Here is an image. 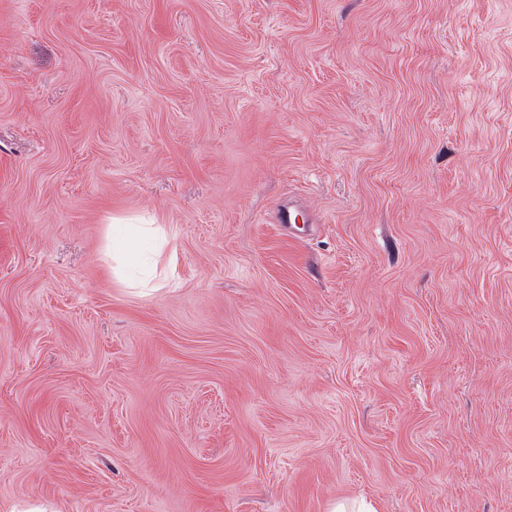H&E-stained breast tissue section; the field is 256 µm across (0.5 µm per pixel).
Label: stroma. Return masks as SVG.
Wrapping results in <instances>:
<instances>
[{
  "mask_svg": "<svg viewBox=\"0 0 512 512\" xmlns=\"http://www.w3.org/2000/svg\"><path fill=\"white\" fill-rule=\"evenodd\" d=\"M360 499L512 512V0H0V512ZM138 226H152V224H113L108 236V249L112 256L127 259L133 258L135 250L141 246L140 239H153L156 230L135 228Z\"/></svg>",
  "mask_w": 512,
  "mask_h": 512,
  "instance_id": "35a3bbf8",
  "label": "stroma"
}]
</instances>
